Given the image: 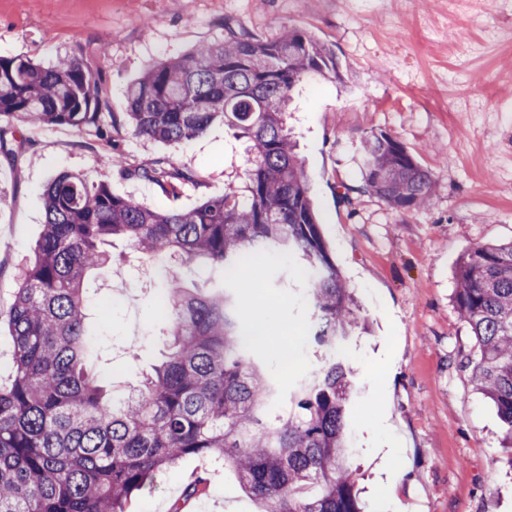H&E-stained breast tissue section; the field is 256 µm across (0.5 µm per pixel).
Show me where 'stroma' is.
<instances>
[{
  "mask_svg": "<svg viewBox=\"0 0 512 512\" xmlns=\"http://www.w3.org/2000/svg\"><path fill=\"white\" fill-rule=\"evenodd\" d=\"M287 27L332 47L342 73L302 83L289 124L321 235L365 323L345 354L356 389L347 435L367 512H512L503 425L458 366L475 339L453 303L465 252L512 241V0H0V56L83 60L113 114L98 129L19 124L24 149L0 153V384L12 372L8 314L43 229L44 187L70 172L156 210H186L240 184L249 152L232 130L217 121L175 145L136 137L125 91L146 62L231 30L271 40ZM379 132L431 171L425 206L400 212L361 190L362 140ZM156 163L186 173L176 192L121 173ZM110 250L117 266L85 286L109 299L91 303L90 329L125 388L165 351L164 283L125 241ZM231 285L243 323L265 314L282 326L258 349L266 375L288 388L322 367L294 265L254 259ZM197 475L207 492L185 498ZM179 499L184 512H262L232 470L196 456L160 473L126 512H169Z\"/></svg>",
  "mask_w": 512,
  "mask_h": 512,
  "instance_id": "obj_1",
  "label": "stroma"
}]
</instances>
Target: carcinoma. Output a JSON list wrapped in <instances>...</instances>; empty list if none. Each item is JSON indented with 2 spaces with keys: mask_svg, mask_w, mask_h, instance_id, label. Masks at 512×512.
Segmentation results:
<instances>
[{
  "mask_svg": "<svg viewBox=\"0 0 512 512\" xmlns=\"http://www.w3.org/2000/svg\"><path fill=\"white\" fill-rule=\"evenodd\" d=\"M342 79L334 50L302 31L263 40L241 29L163 62L145 64L125 96L133 134L187 143L216 119L250 143L244 192L187 210L157 211L64 173L43 193L42 234L8 315L13 373L0 385V512H125L156 473L190 455L231 468L263 512H364L345 440L349 369L336 354L280 391L244 333L234 296L189 289L159 267L167 352L123 399L95 369L84 284L111 260L106 246L236 274L250 258L284 254L310 272L314 339L339 350L358 327L354 296L323 241L307 175L286 122L303 81ZM97 127L112 115L98 71L74 58L44 67L0 56V151L15 121ZM361 188L398 211L424 205L432 173L386 133L362 143ZM124 174L175 189L186 175L162 166ZM453 301L475 338L461 361L504 424L512 469V241L462 257Z\"/></svg>",
  "mask_w": 512,
  "mask_h": 512,
  "instance_id": "1",
  "label": "carcinoma"
}]
</instances>
